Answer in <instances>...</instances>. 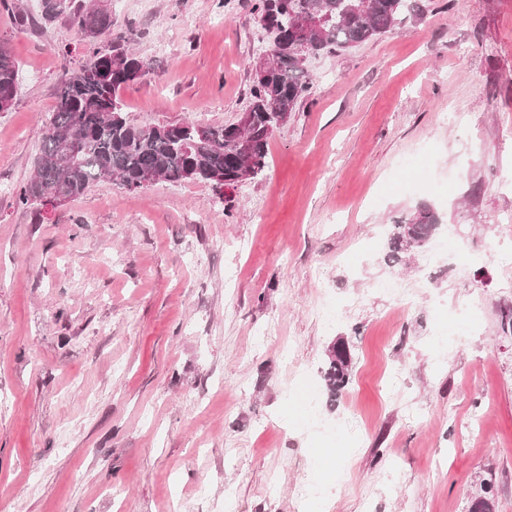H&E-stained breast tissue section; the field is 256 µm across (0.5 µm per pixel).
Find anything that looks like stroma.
Wrapping results in <instances>:
<instances>
[{"label": "stroma", "instance_id": "1", "mask_svg": "<svg viewBox=\"0 0 512 512\" xmlns=\"http://www.w3.org/2000/svg\"><path fill=\"white\" fill-rule=\"evenodd\" d=\"M253 2L112 0L113 32L151 65L122 92L127 119L235 122L271 48ZM443 2L310 59V95L232 202L101 181L41 213L15 194L88 52L68 15L0 0L19 66L0 112V512H318L299 494L319 478L342 484L331 512H469L486 482L512 512V270L482 253L512 237V0ZM423 208L432 245L480 251L467 272L419 252L385 265L391 226ZM340 336L351 376L332 399ZM309 391L316 419L288 425ZM352 351L348 341L335 340L327 349V369L324 374L331 396L343 392L350 382Z\"/></svg>", "mask_w": 512, "mask_h": 512}]
</instances>
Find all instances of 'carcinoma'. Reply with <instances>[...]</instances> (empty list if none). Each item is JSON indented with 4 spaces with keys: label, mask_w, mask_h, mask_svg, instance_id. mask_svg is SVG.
I'll return each instance as SVG.
<instances>
[{
    "label": "carcinoma",
    "mask_w": 512,
    "mask_h": 512,
    "mask_svg": "<svg viewBox=\"0 0 512 512\" xmlns=\"http://www.w3.org/2000/svg\"><path fill=\"white\" fill-rule=\"evenodd\" d=\"M424 11L420 0H254L253 10L271 35L273 55L252 63V101L244 127L203 126L187 119L171 125L137 126L125 117L121 91L128 86L121 65L136 66L145 75L150 64L128 48L129 39L116 35L106 52L66 74L54 112L42 129L34 160V175L16 196L29 206L45 199L64 202L81 196L92 184L116 180L138 192L146 183L204 181L217 191L224 183L238 184L241 151H246L260 174L266 166L267 142L280 120L310 95L307 60L320 53L353 49L393 29L408 10ZM69 11L71 25L94 44L111 32L112 15L101 0H42L41 18L53 21ZM311 15L320 24L297 34L296 18ZM19 86V68L0 46V112L12 106ZM76 140L71 156L67 143ZM432 217L421 213L405 224L393 225L387 260L399 263L423 247L433 230ZM352 351L339 338L327 349L324 374L330 395L343 392L350 382Z\"/></svg>",
    "instance_id": "carcinoma-1"
}]
</instances>
